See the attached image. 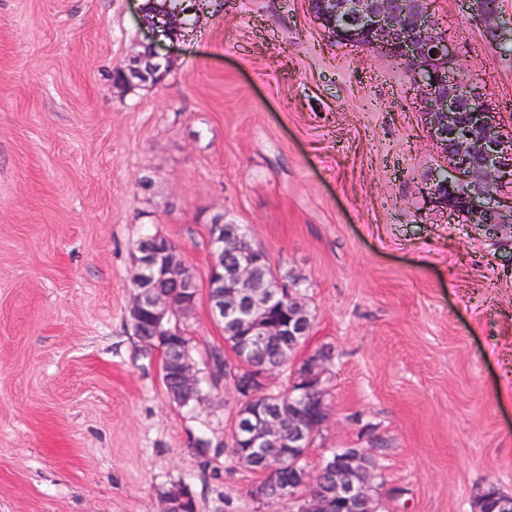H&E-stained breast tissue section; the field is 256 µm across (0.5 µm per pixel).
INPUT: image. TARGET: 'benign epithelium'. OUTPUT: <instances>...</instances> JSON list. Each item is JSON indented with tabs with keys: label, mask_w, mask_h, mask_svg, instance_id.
<instances>
[{
	"label": "benign epithelium",
	"mask_w": 512,
	"mask_h": 512,
	"mask_svg": "<svg viewBox=\"0 0 512 512\" xmlns=\"http://www.w3.org/2000/svg\"><path fill=\"white\" fill-rule=\"evenodd\" d=\"M164 0L149 22L154 32L170 40L183 37L182 5ZM432 0H313L311 15L328 37L336 42L381 49L391 59L412 68L411 87L426 117L430 138L445 154L444 164L426 177L430 202L449 214L466 217L481 227L508 226L512 229V205L499 199L497 189L512 184V133L496 121L495 108L484 100L476 86L459 77L454 68L455 48L430 23ZM489 41L502 50L512 48V27L495 22L486 29ZM163 76L162 63L153 46L132 56L113 83L132 86ZM465 182L464 192L454 181ZM214 250L208 283L210 314L254 343L268 336H287L299 341L311 330V315L288 284L287 316L271 318L273 296L263 292L255 278L256 268L266 255L255 248L237 224L225 228V235L213 234ZM138 273L134 281L137 297L130 310L131 324L162 329L174 316L188 314L196 307L198 286L182 273L185 264L176 247L167 240L140 243ZM327 356L314 352L293 370V385L286 406H258L253 413H235L232 432L245 433L247 448L233 454L234 460L258 475L253 497L269 503L262 483L282 468L279 458L266 456L263 467L256 465L259 453L281 444L288 455L301 460L317 433L329 418L324 399ZM237 383L248 374L243 403L261 400L271 385L274 370L234 361ZM182 388L196 385L195 364L181 363ZM372 460L365 448H350L324 460L315 475L294 464L288 470V485L280 502L299 505L301 512H370L373 494Z\"/></svg>",
	"instance_id": "obj_1"
}]
</instances>
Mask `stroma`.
Returning <instances> with one entry per match:
<instances>
[{"label":"stroma","mask_w":512,"mask_h":512,"mask_svg":"<svg viewBox=\"0 0 512 512\" xmlns=\"http://www.w3.org/2000/svg\"><path fill=\"white\" fill-rule=\"evenodd\" d=\"M145 0H0V512H270L230 440L237 399L172 402L129 310L136 245L173 241L199 294L194 357L224 344L206 294L215 216L298 278L334 351L304 461L368 449L380 512H473L512 495V230L433 207L444 162L404 65L330 42L308 0H208L153 41ZM459 75L512 130V55L463 0H434ZM168 70L112 83L142 44Z\"/></svg>","instance_id":"stroma-1"}]
</instances>
